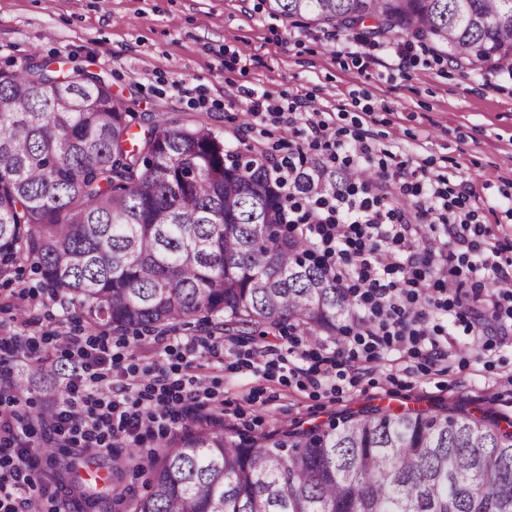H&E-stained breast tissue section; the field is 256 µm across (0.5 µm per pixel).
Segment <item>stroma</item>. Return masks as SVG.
I'll return each mask as SVG.
<instances>
[{
	"label": "stroma",
	"instance_id": "obj_1",
	"mask_svg": "<svg viewBox=\"0 0 512 512\" xmlns=\"http://www.w3.org/2000/svg\"><path fill=\"white\" fill-rule=\"evenodd\" d=\"M406 58L394 67L396 53ZM64 72L81 68L100 75L112 92L131 103L144 131L156 116L191 127L205 122L232 148L274 151L288 136L286 123L244 122L257 90L282 107L303 100L325 118L361 132L382 150L412 158L431 172L468 181L480 204V221L492 232L512 228V79L491 69L450 62L433 44L397 31L374 36L308 19L270 14L265 0H0V67L29 58ZM206 322L155 331L109 334L124 368L147 372L177 368V340L211 331ZM458 359L448 371L426 368L421 357L390 351L363 364L355 384L333 393L306 384L294 368L309 361L289 355L290 338L279 335L285 361L273 369L248 366L249 352L264 339L226 335L217 353L199 351L196 374L223 396L222 406L179 418L171 433L198 421L217 423L245 436L285 428L327 426L345 414L455 411L507 426L512 394V329L472 346L461 324H448ZM90 336L77 309L42 288L30 267L0 275V336ZM108 454L64 448L38 463L41 486L55 492L67 512L84 505L69 488L95 487L98 512H125L104 479Z\"/></svg>",
	"mask_w": 512,
	"mask_h": 512
}]
</instances>
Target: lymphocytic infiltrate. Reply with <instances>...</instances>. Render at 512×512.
I'll list each match as a JSON object with an SVG mask.
<instances>
[{
    "label": "lymphocytic infiltrate",
    "mask_w": 512,
    "mask_h": 512,
    "mask_svg": "<svg viewBox=\"0 0 512 512\" xmlns=\"http://www.w3.org/2000/svg\"><path fill=\"white\" fill-rule=\"evenodd\" d=\"M288 122L293 126L292 155L317 146L329 162L352 175L337 189L316 183L310 200L302 203L288 193L293 169L284 160L270 161L272 178L287 192L286 221L315 245L320 260L353 299L359 321L353 333L342 336L329 367L306 370L312 385L338 391L340 382H356L357 362L373 361L395 345L424 356L433 367L450 362L452 354L439 341V328L430 323L436 313L455 311L476 337L481 330L468 316L484 304H491L498 318L512 320V259L505 255L506 245L488 240L466 183L419 174L409 159L389 163L387 157L376 156L364 135H347L321 112L301 118L292 114ZM361 169L372 170L373 178L354 179ZM396 196L411 200V211L394 207ZM439 225L448 232L447 244L400 257L407 239ZM457 246L476 259L470 268L474 281L462 280L453 265ZM481 272L497 282L493 293H486L478 280ZM53 342L79 367L66 382L67 400L50 405L37 426L57 444L97 455L119 442H139L175 414L221 402L199 375L175 379L164 370L147 384L136 370H128L121 390H114L107 383L112 373L107 339L57 336ZM37 427L22 413L19 400L0 405V512H42L34 479L38 450L31 442Z\"/></svg>",
    "instance_id": "obj_1"
}]
</instances>
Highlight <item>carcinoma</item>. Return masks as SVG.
Here are the masks:
<instances>
[{
  "label": "carcinoma",
  "instance_id": "cac0c4a2",
  "mask_svg": "<svg viewBox=\"0 0 512 512\" xmlns=\"http://www.w3.org/2000/svg\"><path fill=\"white\" fill-rule=\"evenodd\" d=\"M274 15L374 23L477 68L512 61V0H268ZM136 113L83 69L0 68V269L29 264L95 329L199 317L228 334L347 331L354 304L250 149L200 122ZM368 180L311 161L292 190ZM119 465L149 474L130 512H512V432L471 416L372 409L324 428L235 438L189 429Z\"/></svg>",
  "mask_w": 512,
  "mask_h": 512
}]
</instances>
